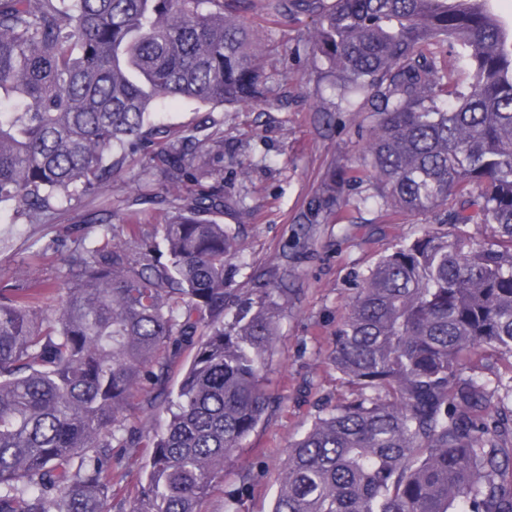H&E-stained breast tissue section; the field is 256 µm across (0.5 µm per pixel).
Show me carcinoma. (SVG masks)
Here are the masks:
<instances>
[{
	"mask_svg": "<svg viewBox=\"0 0 512 512\" xmlns=\"http://www.w3.org/2000/svg\"><path fill=\"white\" fill-rule=\"evenodd\" d=\"M253 2L0 0V214L45 224L135 156L170 196L157 233L98 218L103 241L75 244L60 282L0 288V512H112L134 460L121 417L147 382L166 418L132 512H200L267 416L288 273L238 307L239 236L218 217L243 202L210 168L224 122L206 113L200 139L150 121L161 100L264 97ZM486 2L265 0L311 17L306 48L373 114L360 203L448 223L360 276L329 356L351 397L288 449L273 512H512V28ZM345 206L333 175L303 218Z\"/></svg>",
	"mask_w": 512,
	"mask_h": 512,
	"instance_id": "obj_1",
	"label": "carcinoma"
}]
</instances>
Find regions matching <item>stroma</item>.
<instances>
[{
    "label": "stroma",
    "instance_id": "stroma-1",
    "mask_svg": "<svg viewBox=\"0 0 512 512\" xmlns=\"http://www.w3.org/2000/svg\"><path fill=\"white\" fill-rule=\"evenodd\" d=\"M245 20L260 35L264 70L278 88L265 102L213 112L224 122V192L244 201L243 209L223 216L224 223L242 230L244 264L232 286L246 298L258 279L284 271L291 293L265 381L275 404L226 464L224 481L203 502L202 512H224L232 495L240 497L242 512H271L277 474L290 445L348 393L328 356L357 275L413 237L421 225L439 233L448 230L433 214L358 205V196L367 190L363 183L348 190L343 221L299 222L330 174L348 176L366 165L371 119L340 99L324 76L325 63L305 49L310 17L277 19L254 9ZM166 195L161 181L145 180L133 163L113 176L107 194L82 198L50 223L1 219L0 281L10 280L25 263L31 266V290L57 281L65 270V245L80 236L95 240L100 230L90 218L105 207L115 224L136 210L140 228L153 232L168 209Z\"/></svg>",
    "mask_w": 512,
    "mask_h": 512
}]
</instances>
